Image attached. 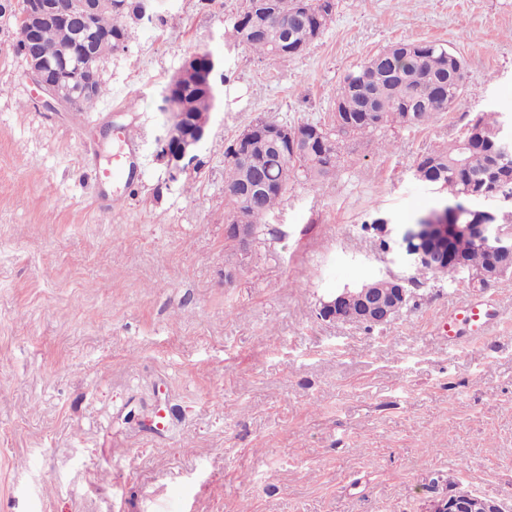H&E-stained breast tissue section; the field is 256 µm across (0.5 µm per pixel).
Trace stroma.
I'll use <instances>...</instances> for the list:
<instances>
[{
  "instance_id": "stroma-1",
  "label": "stroma",
  "mask_w": 512,
  "mask_h": 512,
  "mask_svg": "<svg viewBox=\"0 0 512 512\" xmlns=\"http://www.w3.org/2000/svg\"><path fill=\"white\" fill-rule=\"evenodd\" d=\"M336 3L321 39L279 60L225 39L239 0H160L82 113L45 105L0 23V512H426L462 489L512 512V276L425 278L383 326L318 316L402 272L364 225L439 205L416 157L478 113L512 114V0ZM422 39L463 60L466 96L351 141L240 256L232 140L259 118L330 121L353 66ZM202 48L220 104L201 167L173 183L155 159L161 92ZM117 156L124 173L98 179ZM487 298L499 323L448 346L451 310Z\"/></svg>"
}]
</instances>
